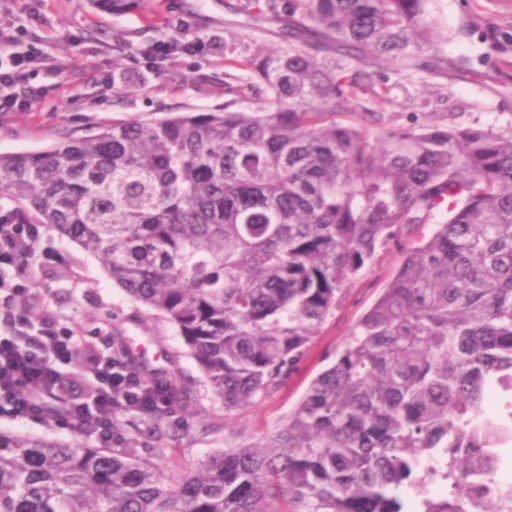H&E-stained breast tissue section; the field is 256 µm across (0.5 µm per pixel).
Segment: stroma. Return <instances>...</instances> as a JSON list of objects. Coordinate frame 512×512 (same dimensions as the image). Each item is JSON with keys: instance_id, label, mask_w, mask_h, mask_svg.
<instances>
[{"instance_id": "obj_1", "label": "stroma", "mask_w": 512, "mask_h": 512, "mask_svg": "<svg viewBox=\"0 0 512 512\" xmlns=\"http://www.w3.org/2000/svg\"><path fill=\"white\" fill-rule=\"evenodd\" d=\"M228 0H133L122 15L109 14L102 0H0V32L26 46L47 48L54 74H39L45 88L31 107L0 121V154L31 153L55 142L113 122L149 123L170 112H211L225 102L244 99L252 109L265 107L267 95L253 75L223 55L206 50L224 39ZM435 15L448 33L449 56L476 59L483 47L467 29L492 25L512 34V0H435ZM195 43L192 54L176 53L152 61L157 44ZM512 44L477 63L473 75L451 82L422 77L395 87L379 103L378 117L355 122L377 132L408 124L411 117L438 124L442 115L420 103L448 96L464 126L504 129L512 126ZM42 249L50 261L35 270L27 297L34 312L53 314L85 346L111 349L121 330L151 368L168 371L192 396L189 412L171 417L169 434L155 441L140 421L126 427L137 452L160 469L176 471L223 451L234 436L257 438L283 424L309 383L336 357L351 329L391 280L398 253L380 251L345 292L314 336L298 369L276 394L256 400L225 419L204 374L175 328L132 300L116 285L93 254L55 231L45 230Z\"/></svg>"}]
</instances>
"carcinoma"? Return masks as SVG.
I'll return each mask as SVG.
<instances>
[{
    "mask_svg": "<svg viewBox=\"0 0 512 512\" xmlns=\"http://www.w3.org/2000/svg\"><path fill=\"white\" fill-rule=\"evenodd\" d=\"M431 0H238L224 53L265 84L230 100L114 122L0 154V201L95 254L175 326L225 419L277 393L349 286L400 263L288 421L166 473L127 446L0 431V512H408L400 490L448 482L414 512H498L490 476L512 437V133L347 120L424 73L450 80ZM280 24L262 50L249 32ZM484 57L501 39L478 31ZM433 225L431 231L423 228ZM112 363L147 402L112 415L162 427L190 393L112 333ZM504 399L486 415V394Z\"/></svg>",
    "mask_w": 512,
    "mask_h": 512,
    "instance_id": "carcinoma-1",
    "label": "carcinoma"
}]
</instances>
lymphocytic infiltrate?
Instances as JSON below:
<instances>
[{"instance_id":"obj_1","label":"lymphocytic infiltrate","mask_w":512,"mask_h":512,"mask_svg":"<svg viewBox=\"0 0 512 512\" xmlns=\"http://www.w3.org/2000/svg\"><path fill=\"white\" fill-rule=\"evenodd\" d=\"M48 60L47 53L0 33L1 113L36 99V90L26 84L30 67ZM43 232L40 224L0 222V316L10 324L8 332L0 333V417L40 419L42 410L31 397L37 390L67 400L69 422L97 445L108 446L112 443V414L127 404V377L115 371L111 356L84 353L82 367L93 379L96 393L89 399L82 397L67 376L78 339L61 331L53 315H30L16 301L19 290L11 273L41 263Z\"/></svg>"}]
</instances>
